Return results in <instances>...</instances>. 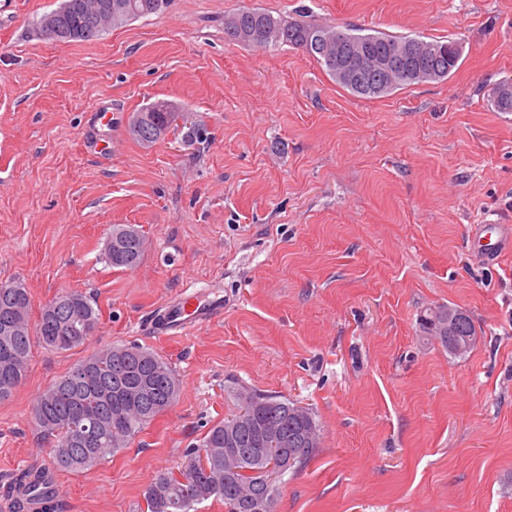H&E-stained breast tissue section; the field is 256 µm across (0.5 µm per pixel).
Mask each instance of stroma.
I'll return each mask as SVG.
<instances>
[{"mask_svg": "<svg viewBox=\"0 0 512 512\" xmlns=\"http://www.w3.org/2000/svg\"><path fill=\"white\" fill-rule=\"evenodd\" d=\"M58 2L0 0V283L36 310L81 292L99 319L76 349L33 344L0 401V489L50 465L38 394L126 344L167 361L180 395L112 458L53 471L55 512H145V487L235 410L240 384L320 426L276 512H512V245L488 262L472 237L512 225V112L489 101L512 78V0H168L97 40L36 38ZM243 8L459 38L463 58L447 80L360 98L302 51L225 41ZM158 99L203 138L135 142L128 114ZM114 224L145 239L135 268L102 256ZM188 287L219 290L223 316L156 332ZM448 303L478 332L461 358L419 329Z\"/></svg>", "mask_w": 512, "mask_h": 512, "instance_id": "obj_1", "label": "stroma"}]
</instances>
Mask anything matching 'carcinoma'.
<instances>
[{
    "label": "carcinoma",
    "instance_id": "1",
    "mask_svg": "<svg viewBox=\"0 0 512 512\" xmlns=\"http://www.w3.org/2000/svg\"><path fill=\"white\" fill-rule=\"evenodd\" d=\"M94 0H61L59 5L34 22L33 33L42 39L45 27L57 32V41H92L114 28L142 17L157 14L167 0H112V24L88 11ZM224 38L264 50L288 46L313 57L336 84L362 98H378L396 90L429 81L444 80L456 70L463 53L457 39H425L411 35H392L362 27L321 25L302 19L274 16L258 9L241 10L224 17ZM377 48L416 44L435 52L428 69L408 74L378 88L359 89L343 79L336 69V39ZM146 116V131L158 137L128 130L135 141L151 146L169 133L180 132L186 142L202 136V124L192 120L176 104L156 100L140 108ZM144 254V238L132 224H114L106 240L103 257L115 267L133 269ZM31 301L18 283L0 284V401L11 396L22 383L28 366L32 336L45 348L66 351L83 345L89 336L85 326H95L98 310L80 292H64L45 304L36 321H31ZM447 317V307L425 310L420 316V331L442 348L476 339L477 330L468 316L447 334L435 333L429 324ZM180 380L171 366L156 353L136 346L113 345L78 361L61 378L37 396L33 417L43 436L55 440L50 449L54 468L80 471L91 468L127 447L136 433L163 413L168 399L178 397ZM252 410L245 420L234 413L213 425L202 445L186 452L179 474H158L145 489L147 512H191L194 505L210 498L224 502L225 512H255L261 508L264 481L262 464L249 460L246 471L224 475V443L248 452L255 447L261 430L275 424L288 442L285 454L291 457L287 469L296 471L315 455L319 444L299 443L301 431L319 429L315 414L310 419L288 414L291 401L253 389ZM20 501L16 512H27L31 502L52 512L55 491L43 473L22 472L15 478Z\"/></svg>",
    "mask_w": 512,
    "mask_h": 512
}]
</instances>
